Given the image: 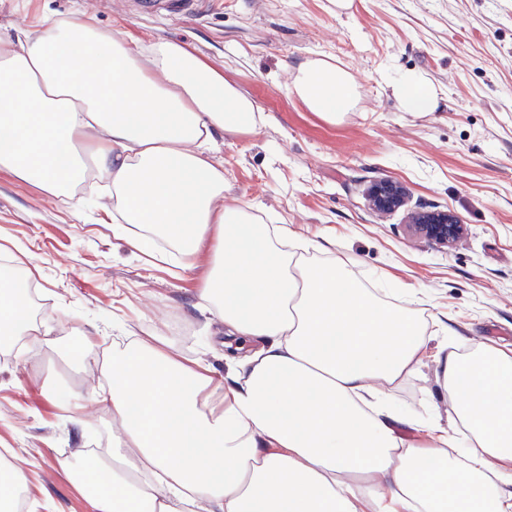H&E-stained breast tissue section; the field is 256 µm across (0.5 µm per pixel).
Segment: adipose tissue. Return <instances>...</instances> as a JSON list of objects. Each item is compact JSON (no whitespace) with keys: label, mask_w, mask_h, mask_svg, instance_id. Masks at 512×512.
Returning <instances> with one entry per match:
<instances>
[{"label":"adipose tissue","mask_w":512,"mask_h":512,"mask_svg":"<svg viewBox=\"0 0 512 512\" xmlns=\"http://www.w3.org/2000/svg\"><path fill=\"white\" fill-rule=\"evenodd\" d=\"M333 123L355 101L350 74L300 64L288 87ZM265 117L174 40L138 47L69 17L0 40V171L79 210L87 171L112 200L117 235L148 254L209 267L198 305L244 341L223 383L162 340L112 351L108 462L71 467L97 512H512V354L478 343L437 362L446 419L401 413L373 381L419 364L414 309L381 300L321 243L224 202L218 138ZM27 290L0 268V347L49 335ZM421 434L412 441L405 429Z\"/></svg>","instance_id":"ef3b65f1"}]
</instances>
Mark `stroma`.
I'll use <instances>...</instances> for the list:
<instances>
[{"instance_id":"stroma-1","label":"stroma","mask_w":512,"mask_h":512,"mask_svg":"<svg viewBox=\"0 0 512 512\" xmlns=\"http://www.w3.org/2000/svg\"><path fill=\"white\" fill-rule=\"evenodd\" d=\"M172 9L170 0H0V38L22 22L89 16L142 44L179 41L235 83L266 120L218 145L225 203L326 239L362 279L406 289L426 320L422 360L394 390L399 407L424 412L447 352L483 342L512 353V0H353L342 15L333 0H204L194 19ZM318 59L355 82L353 108L333 124L288 92L296 67ZM408 74L435 87L434 111H406L394 96ZM381 180L406 187L404 208L372 209L368 190ZM434 209L467 225L454 246L407 234L409 212ZM23 252L35 316L54 329L0 350V449L27 472L25 512H95L91 490L59 462L104 456L112 407L61 410L103 380L72 338L91 335L99 351L156 336L220 379L224 330L195 306L201 269L135 251L113 234L111 210L74 218L0 171V263Z\"/></svg>"}]
</instances>
